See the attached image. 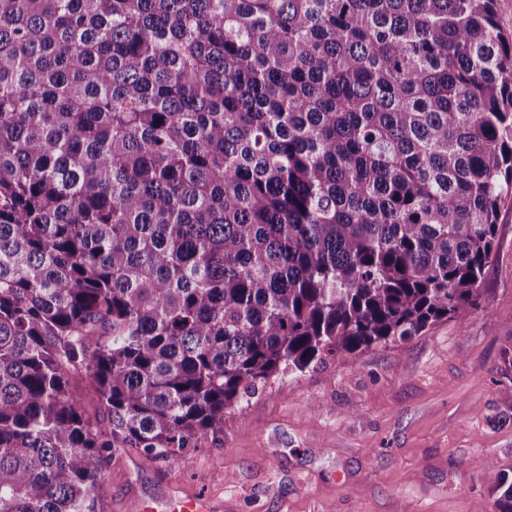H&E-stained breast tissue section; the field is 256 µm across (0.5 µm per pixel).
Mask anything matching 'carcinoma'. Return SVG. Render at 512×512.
Here are the masks:
<instances>
[{"label": "carcinoma", "mask_w": 512, "mask_h": 512, "mask_svg": "<svg viewBox=\"0 0 512 512\" xmlns=\"http://www.w3.org/2000/svg\"><path fill=\"white\" fill-rule=\"evenodd\" d=\"M495 2L0 0V512H104L112 449L175 460L273 377L487 309ZM74 390L84 395V409L93 422H98V426L105 428L109 426L107 414L101 407L96 398L90 392L88 380H77L74 383Z\"/></svg>", "instance_id": "obj_1"}]
</instances>
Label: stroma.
<instances>
[{
	"instance_id": "35a3bbf8",
	"label": "stroma",
	"mask_w": 512,
	"mask_h": 512,
	"mask_svg": "<svg viewBox=\"0 0 512 512\" xmlns=\"http://www.w3.org/2000/svg\"><path fill=\"white\" fill-rule=\"evenodd\" d=\"M498 224L487 312L273 378L177 460L113 449L106 512L195 494L221 512H493L468 463L512 467V200Z\"/></svg>"
}]
</instances>
